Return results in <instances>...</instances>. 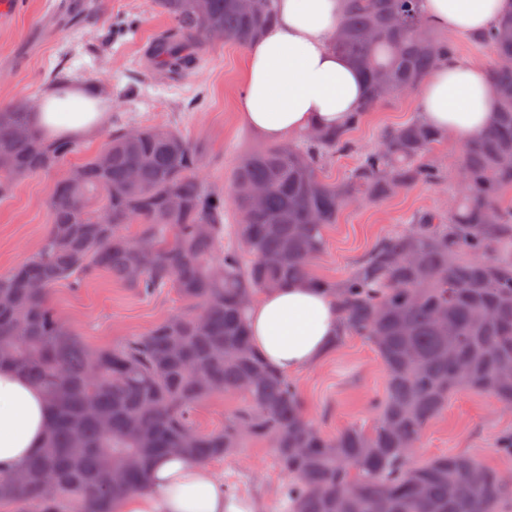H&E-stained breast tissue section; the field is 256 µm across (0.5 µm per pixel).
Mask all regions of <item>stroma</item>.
<instances>
[{
  "instance_id": "1",
  "label": "stroma",
  "mask_w": 512,
  "mask_h": 512,
  "mask_svg": "<svg viewBox=\"0 0 512 512\" xmlns=\"http://www.w3.org/2000/svg\"><path fill=\"white\" fill-rule=\"evenodd\" d=\"M9 2L0 0V105L42 98L50 73L62 68L78 83L102 88L99 108L108 119L99 135L80 139L77 152L52 169L18 180L9 199L0 201V277L38 249L47 232L55 183L100 151L105 133L112 129H180L202 151V184L224 195L230 192L239 158L265 147V139L239 118L244 47L216 45L195 69L172 81L145 65L149 43L170 24L154 0H25L21 11ZM417 110L413 93L382 103L352 138L359 148H374L385 130L403 124ZM460 151V145L448 141L438 152L448 171L445 185L417 186L380 202L346 206L326 230L325 247L312 263L315 275L331 281L346 278L378 240L401 230L415 211L444 207L458 181ZM49 302L65 326L92 349L121 345L185 309L169 289L144 295L106 274L78 285L60 283L51 290ZM294 381L311 422L333 437L348 426L372 423L386 371L372 344L351 336ZM241 402L234 393L213 396L192 409L190 423L201 432L221 429ZM510 432L512 409L502 408L490 396L461 390L423 430L414 458L421 462L466 454L512 474V459L501 457L496 448L497 436ZM210 467L250 512H284L281 488L288 478L268 442L244 441L242 448Z\"/></svg>"
}]
</instances>
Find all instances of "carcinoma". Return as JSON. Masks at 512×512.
I'll return each mask as SVG.
<instances>
[{"instance_id":"carcinoma-1","label":"carcinoma","mask_w":512,"mask_h":512,"mask_svg":"<svg viewBox=\"0 0 512 512\" xmlns=\"http://www.w3.org/2000/svg\"><path fill=\"white\" fill-rule=\"evenodd\" d=\"M333 46L355 61L367 95L341 128L242 155L233 187L260 186L262 208L243 195L235 242L224 241V196L203 189L201 153L173 127H119L61 179L38 250L0 278V363L26 373L49 396L45 444L0 474V504L12 512H117L148 488L163 454L203 464L248 438L269 442L288 476L287 512H512V481L468 455L413 460L423 429L466 389L512 406V14L469 33L490 47L497 119L464 144L458 190L443 211L421 209L403 232L379 241L345 279L313 275L326 228L364 197L387 199L447 178L433 153L447 137L414 116L360 151L351 133L379 104L417 88L457 43L435 34L422 0H344ZM172 21L146 50L150 66L178 75L213 44L241 46L273 24L276 0H156ZM29 132L27 138L20 131ZM30 124L28 101L0 107V200L21 177L75 153ZM110 163L101 165L100 156ZM357 155L338 182L322 175L339 155ZM177 209L167 207L171 194ZM138 228L136 237L125 233ZM250 256L244 260L237 244ZM108 272L145 294L170 288L189 309L142 336L89 349L49 304L56 285ZM311 279L333 293L342 316L336 343L361 336L387 372L376 421L334 437L304 411L297 386L254 350L247 309L262 292ZM236 393L242 405L224 428L198 432L189 411Z\"/></svg>"}]
</instances>
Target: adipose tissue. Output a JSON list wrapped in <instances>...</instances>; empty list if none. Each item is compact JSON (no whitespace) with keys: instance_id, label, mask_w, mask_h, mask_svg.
<instances>
[{"instance_id":"1","label":"adipose tissue","mask_w":512,"mask_h":512,"mask_svg":"<svg viewBox=\"0 0 512 512\" xmlns=\"http://www.w3.org/2000/svg\"><path fill=\"white\" fill-rule=\"evenodd\" d=\"M423 11L435 29L466 34L512 11V0H423ZM277 14L276 23L245 49L239 117L265 140L285 143L299 133L342 124L360 106L366 81L361 68L331 46L341 0H278ZM419 107L427 125L462 143L493 124L498 95L482 65L459 58L425 80ZM30 121L50 138H90L104 115L89 89L58 86ZM248 319L253 346L286 376L314 366L342 325L335 298L307 280L262 292ZM52 413L38 384L0 364V471L9 472L43 446ZM120 512L243 509L226 498L223 480L206 465L166 454L154 461L148 490L126 496Z\"/></svg>"}]
</instances>
